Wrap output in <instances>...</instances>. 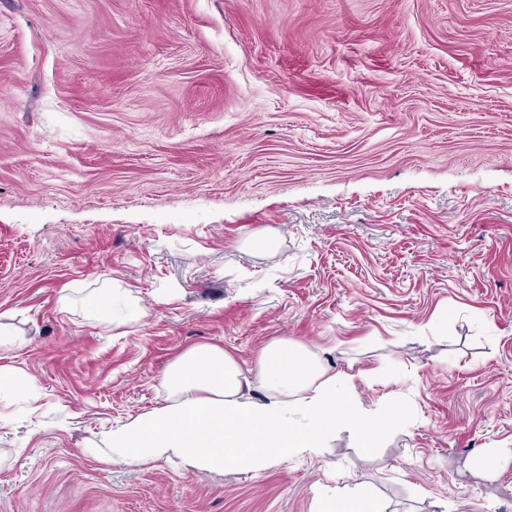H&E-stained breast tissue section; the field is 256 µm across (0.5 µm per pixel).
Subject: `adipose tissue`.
Listing matches in <instances>:
<instances>
[{
	"mask_svg": "<svg viewBox=\"0 0 512 512\" xmlns=\"http://www.w3.org/2000/svg\"><path fill=\"white\" fill-rule=\"evenodd\" d=\"M91 310L119 323L145 315L119 288L94 298ZM355 380L353 373L329 371L293 340L263 347L252 371L223 347L200 344L164 372V404L129 417L85 452L105 464L166 461L186 472H258L319 454L342 426L369 450L388 419L355 398ZM257 389L264 399L254 398ZM317 512H382V507L346 487L324 493Z\"/></svg>",
	"mask_w": 512,
	"mask_h": 512,
	"instance_id": "adipose-tissue-1",
	"label": "adipose tissue"
}]
</instances>
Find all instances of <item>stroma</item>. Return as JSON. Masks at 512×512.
Listing matches in <instances>:
<instances>
[{
    "label": "stroma",
    "mask_w": 512,
    "mask_h": 512,
    "mask_svg": "<svg viewBox=\"0 0 512 512\" xmlns=\"http://www.w3.org/2000/svg\"><path fill=\"white\" fill-rule=\"evenodd\" d=\"M111 286L145 317L90 318ZM0 327L40 395L0 512H512V0H0ZM284 338L399 413L376 448L84 454L188 348ZM318 512H382L379 502L357 488L345 486L324 493L318 502Z\"/></svg>",
    "instance_id": "1"
}]
</instances>
